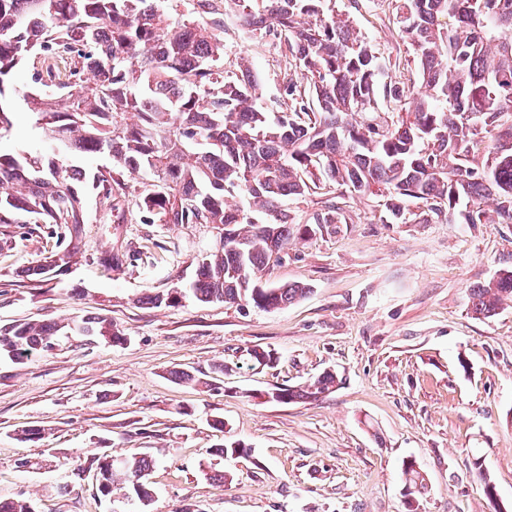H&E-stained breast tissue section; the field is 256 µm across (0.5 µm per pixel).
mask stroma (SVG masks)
<instances>
[{
    "instance_id": "stroma-1",
    "label": "stroma",
    "mask_w": 512,
    "mask_h": 512,
    "mask_svg": "<svg viewBox=\"0 0 512 512\" xmlns=\"http://www.w3.org/2000/svg\"><path fill=\"white\" fill-rule=\"evenodd\" d=\"M350 12L389 55L399 38L385 0ZM224 45L225 70L247 53L260 107L282 111L276 45L231 14ZM84 202L79 249L50 278L28 270L65 245L0 224V329L100 316L125 340L62 336L24 363L0 355L1 500L36 512H512V298L490 318L469 310L470 288L512 268V224H386L383 199L350 198L345 223L295 237L262 273L271 287L307 283L304 299L151 307L142 297L190 280L219 229L140 224L131 211L111 224L95 195ZM104 251L128 260L105 270ZM254 348L275 362L254 363ZM173 369L199 385L175 383ZM329 370L341 383L320 399L263 397ZM232 442L241 453L222 454ZM143 455L155 461L147 502L100 491L104 458ZM409 461L427 482L417 497Z\"/></svg>"
}]
</instances>
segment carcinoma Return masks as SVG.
Returning a JSON list of instances; mask_svg holds the SVG:
<instances>
[{"label": "carcinoma", "mask_w": 512, "mask_h": 512, "mask_svg": "<svg viewBox=\"0 0 512 512\" xmlns=\"http://www.w3.org/2000/svg\"><path fill=\"white\" fill-rule=\"evenodd\" d=\"M414 65L395 59L385 80L379 53L331 0H224L240 25L277 41L288 69V108L257 106L249 57L224 75L222 23L169 16L162 0H0V139L13 127L8 83L31 69L23 101L43 134L39 148L0 153V224L49 230L72 250L93 191L109 216L125 215L128 179L146 177L136 206L142 224H214L224 244L197 260L193 281L142 303L172 306L244 301L278 309L310 293L301 282L258 288L276 242L294 236L282 201L320 191L383 196L389 219L406 224L407 202L426 221L457 213L466 224H512V0H389ZM214 0H201L216 14ZM76 154H105L93 174ZM313 223L344 224L324 201ZM512 296V270L470 288L474 316L497 314ZM62 325L16 323L0 353L23 363L57 337L124 335L103 318ZM325 372L303 386L275 387L276 401L317 400L338 386ZM149 456L99 467V489L126 483L150 497ZM409 494L425 477L404 469Z\"/></svg>", "instance_id": "obj_1"}]
</instances>
